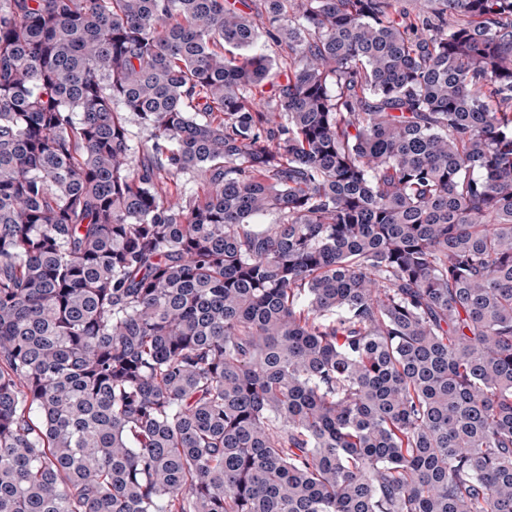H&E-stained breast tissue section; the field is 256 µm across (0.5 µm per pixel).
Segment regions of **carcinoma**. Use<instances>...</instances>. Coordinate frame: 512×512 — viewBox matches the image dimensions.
<instances>
[{
    "label": "carcinoma",
    "mask_w": 512,
    "mask_h": 512,
    "mask_svg": "<svg viewBox=\"0 0 512 512\" xmlns=\"http://www.w3.org/2000/svg\"><path fill=\"white\" fill-rule=\"evenodd\" d=\"M0 512H512V0H0Z\"/></svg>",
    "instance_id": "cac0c4a2"
}]
</instances>
